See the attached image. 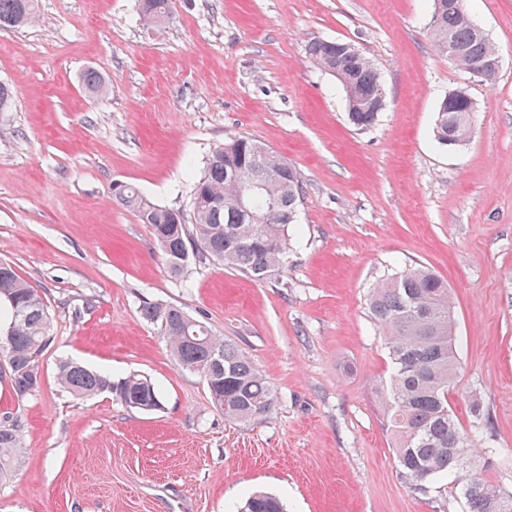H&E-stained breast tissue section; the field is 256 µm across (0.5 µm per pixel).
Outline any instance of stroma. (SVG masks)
<instances>
[{"mask_svg":"<svg viewBox=\"0 0 512 512\" xmlns=\"http://www.w3.org/2000/svg\"><path fill=\"white\" fill-rule=\"evenodd\" d=\"M497 46L486 82L430 43L432 0H175L166 27L137 0H38L0 29V260L41 294L52 342L38 391L18 399L0 358V418L24 453L0 512H237L254 490L287 512H466L453 476L414 490L384 426L391 364L368 309L373 285L423 265L446 280L463 426L487 419L485 475L512 493V0H466ZM342 40L372 59L386 106L350 124L346 95L307 48ZM108 85L89 96L81 75ZM475 104L462 147L432 134L440 101ZM250 137L300 172L288 265L256 281L212 260L170 273L149 225L120 205L130 183L190 211L216 146ZM181 307L235 344L275 394L270 414L225 418L173 359L143 301ZM72 359L159 390L145 412L57 381Z\"/></svg>","mask_w":512,"mask_h":512,"instance_id":"1","label":"stroma"}]
</instances>
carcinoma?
Listing matches in <instances>:
<instances>
[{
    "instance_id": "cac0c4a2",
    "label": "carcinoma",
    "mask_w": 512,
    "mask_h": 512,
    "mask_svg": "<svg viewBox=\"0 0 512 512\" xmlns=\"http://www.w3.org/2000/svg\"><path fill=\"white\" fill-rule=\"evenodd\" d=\"M464 0H433L430 21L432 42L448 54V37L460 49L459 67L466 71L496 58L498 51L486 36H478L465 7H448ZM172 0H140L146 24L164 19ZM38 0H0V29L22 28L37 19ZM309 56L326 72H342L359 97L373 102L383 93L380 74L372 60L336 49L332 41L308 45ZM92 96L106 92L103 77L88 69L81 75ZM379 112L348 113L359 128L374 124ZM471 132L469 113L450 112L439 104L433 127L435 140L465 144ZM261 184L251 213L240 208L243 182ZM304 199L303 180L295 167L256 141L233 136L213 149L193 184L192 216L159 206L127 184L119 202L151 226L154 240L170 271L179 274L187 265L184 246H195V257L212 259L246 276L264 279L288 263L290 227L298 224ZM0 303L10 321L0 330V357L11 364L12 387L19 398L40 386L38 357L50 340L48 307L38 291L0 261ZM371 313L380 326L392 365L382 393L385 426L395 440V456L402 477L423 491L434 479L456 474L467 512H512V494L481 475L476 466L475 435L459 422L449 391L458 372L452 337V301L448 284L426 267H413L376 284L370 293ZM142 318L166 336L176 363L197 373L210 398L224 404V416L249 421L269 413L272 389L259 369L236 345L215 335L203 322L191 319L180 307L143 302ZM57 380L71 395L84 398L102 392L128 407L142 411L160 408V394L146 379L135 375L113 378L71 361L59 364ZM23 451L13 423H0V481L9 479ZM240 512H285L280 498L267 492L249 495Z\"/></svg>"
}]
</instances>
